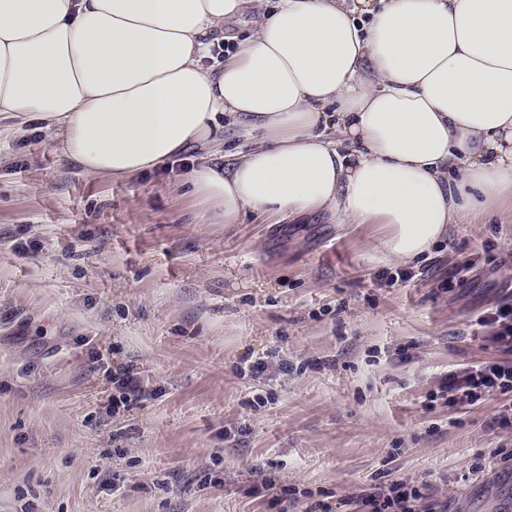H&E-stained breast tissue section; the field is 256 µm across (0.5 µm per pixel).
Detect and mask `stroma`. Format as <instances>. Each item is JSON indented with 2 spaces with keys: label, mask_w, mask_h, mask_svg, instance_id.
I'll list each match as a JSON object with an SVG mask.
<instances>
[{
  "label": "stroma",
  "mask_w": 512,
  "mask_h": 512,
  "mask_svg": "<svg viewBox=\"0 0 512 512\" xmlns=\"http://www.w3.org/2000/svg\"><path fill=\"white\" fill-rule=\"evenodd\" d=\"M187 176L84 175L37 118L0 119V512H353L395 477L512 512L497 397L426 400L497 356L476 317L512 295V201L385 287L387 225L202 224ZM118 369L146 395L116 412ZM268 477L312 495L269 504Z\"/></svg>",
  "instance_id": "1"
}]
</instances>
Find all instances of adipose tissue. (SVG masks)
Segmentation results:
<instances>
[{"label":"adipose tissue","mask_w":512,"mask_h":512,"mask_svg":"<svg viewBox=\"0 0 512 512\" xmlns=\"http://www.w3.org/2000/svg\"><path fill=\"white\" fill-rule=\"evenodd\" d=\"M32 113L86 175L206 147L208 223L326 212L410 261L512 198V0H0V116ZM229 136L255 146L226 166ZM256 17L254 14L249 13L245 15L240 21H233L224 23V36L223 34L217 33L213 36V45L211 50L214 48V46H217L218 44H224V42H233L237 46V42L246 35L249 30L254 28V21ZM224 37V38H223ZM222 51L225 49L229 50V48H232L233 46L230 44H224V45H218Z\"/></svg>","instance_id":"ef3b65f1"}]
</instances>
